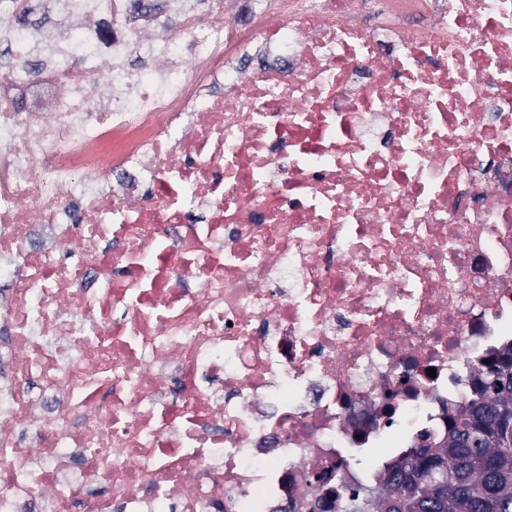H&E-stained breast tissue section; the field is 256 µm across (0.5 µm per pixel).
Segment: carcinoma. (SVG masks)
<instances>
[{"label":"carcinoma","instance_id":"1","mask_svg":"<svg viewBox=\"0 0 512 512\" xmlns=\"http://www.w3.org/2000/svg\"><path fill=\"white\" fill-rule=\"evenodd\" d=\"M512 350L494 358L473 398L435 445L422 432L413 448L376 476L377 487L336 495L335 512H512Z\"/></svg>","mask_w":512,"mask_h":512}]
</instances>
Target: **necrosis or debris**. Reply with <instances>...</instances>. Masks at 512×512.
<instances>
[{"instance_id":"1","label":"necrosis or debris","mask_w":512,"mask_h":512,"mask_svg":"<svg viewBox=\"0 0 512 512\" xmlns=\"http://www.w3.org/2000/svg\"><path fill=\"white\" fill-rule=\"evenodd\" d=\"M33 2L0 512H274L444 435L512 347V0Z\"/></svg>"}]
</instances>
